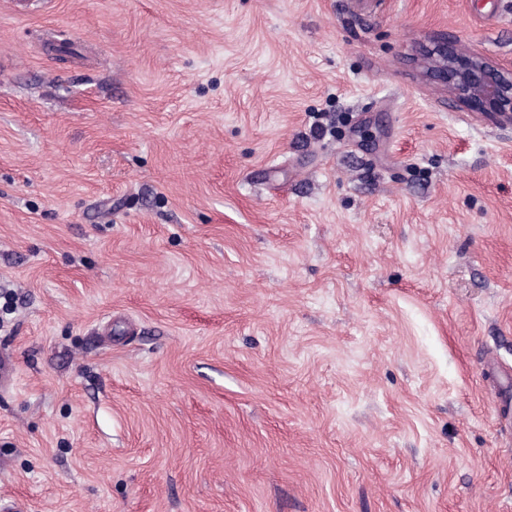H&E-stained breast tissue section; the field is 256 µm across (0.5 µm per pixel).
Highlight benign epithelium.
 Here are the masks:
<instances>
[{
	"label": "benign epithelium",
	"mask_w": 512,
	"mask_h": 512,
	"mask_svg": "<svg viewBox=\"0 0 512 512\" xmlns=\"http://www.w3.org/2000/svg\"><path fill=\"white\" fill-rule=\"evenodd\" d=\"M448 38H437L424 76L444 86L454 99L473 112L493 114L512 124V64L491 61L474 53L460 63Z\"/></svg>",
	"instance_id": "benign-epithelium-1"
}]
</instances>
